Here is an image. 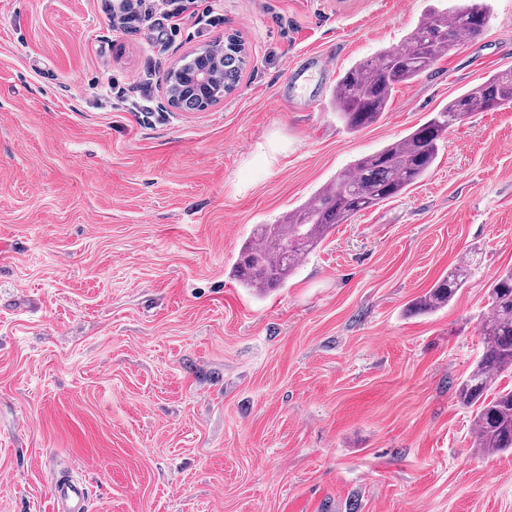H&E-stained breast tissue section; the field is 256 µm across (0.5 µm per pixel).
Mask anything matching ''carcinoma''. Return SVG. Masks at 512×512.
I'll list each match as a JSON object with an SVG mask.
<instances>
[{
	"instance_id": "cac0c4a2",
	"label": "carcinoma",
	"mask_w": 512,
	"mask_h": 512,
	"mask_svg": "<svg viewBox=\"0 0 512 512\" xmlns=\"http://www.w3.org/2000/svg\"><path fill=\"white\" fill-rule=\"evenodd\" d=\"M489 22L482 0H455L451 8L436 0L425 20L402 47L385 48L348 68L332 91V104L351 132L377 123L396 88L427 72L462 42L480 36ZM214 64L216 104L233 93L248 62L243 49L224 44L206 48ZM512 104V71L490 76L451 99L416 129L382 149L358 158L348 172L320 187L303 205L275 224H259L243 244L233 277L257 292L283 285L302 259L318 248L330 229L365 210L396 198L423 179L433 166L449 128L472 112H489ZM468 261L440 278L413 305L426 313L442 308L466 283ZM489 315L483 320V353L458 384V404L472 409L474 444L484 452L512 451V388L493 390L512 374V268L492 282Z\"/></svg>"
}]
</instances>
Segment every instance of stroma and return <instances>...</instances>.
Segmentation results:
<instances>
[{
	"mask_svg": "<svg viewBox=\"0 0 512 512\" xmlns=\"http://www.w3.org/2000/svg\"><path fill=\"white\" fill-rule=\"evenodd\" d=\"M486 2L482 36L352 133L338 77L433 0H145L122 25L109 0H0V512H54L60 476L92 512H512V452L478 451L455 399L512 267V105L276 291L230 274L256 225L512 69V0ZM228 32L237 89L167 106L168 70ZM469 261L465 260L457 265L454 270L443 276L430 288L428 292L420 296L413 305L414 311L426 313L442 308L452 300L459 288L466 283Z\"/></svg>",
	"mask_w": 512,
	"mask_h": 512,
	"instance_id": "35a3bbf8",
	"label": "stroma"
}]
</instances>
